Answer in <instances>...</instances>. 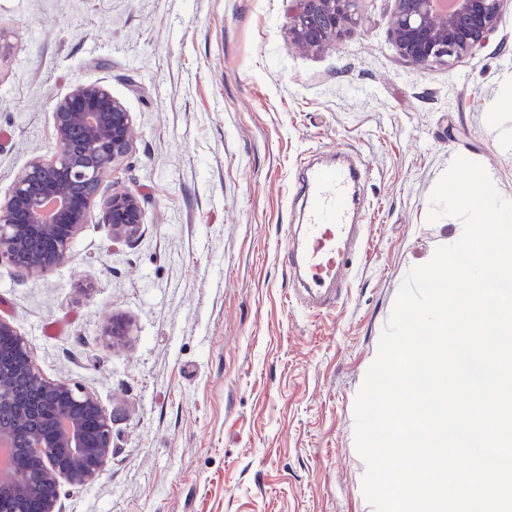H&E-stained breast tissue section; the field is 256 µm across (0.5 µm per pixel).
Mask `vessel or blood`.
I'll list each match as a JSON object with an SVG mask.
<instances>
[{"mask_svg": "<svg viewBox=\"0 0 512 512\" xmlns=\"http://www.w3.org/2000/svg\"><path fill=\"white\" fill-rule=\"evenodd\" d=\"M368 170L361 163L307 164L299 192L305 200L300 223L289 225L290 267L305 290L316 294L313 309L332 303L333 293L349 288L357 246L365 245L364 225L355 221L364 204L356 197Z\"/></svg>", "mask_w": 512, "mask_h": 512, "instance_id": "obj_1", "label": "vessel or blood"}]
</instances>
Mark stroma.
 <instances>
[{"label": "stroma", "instance_id": "stroma-1", "mask_svg": "<svg viewBox=\"0 0 512 512\" xmlns=\"http://www.w3.org/2000/svg\"><path fill=\"white\" fill-rule=\"evenodd\" d=\"M394 7L362 0L360 32L309 51L288 0H0V198L52 156L55 102L100 82L133 134L101 194L145 212L117 241L93 206L48 272L0 264V317L39 371L113 417L104 474L61 483L63 512H374L356 396L404 278L463 230L428 222L429 197L463 156L512 199V112L488 114L512 0L484 45L427 69L399 60ZM339 151L369 168L368 247L348 296L314 312L286 228L303 160Z\"/></svg>", "mask_w": 512, "mask_h": 512}]
</instances>
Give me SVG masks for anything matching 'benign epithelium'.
I'll list each match as a JSON object with an SVG mask.
<instances>
[{"label": "benign epithelium", "mask_w": 512, "mask_h": 512, "mask_svg": "<svg viewBox=\"0 0 512 512\" xmlns=\"http://www.w3.org/2000/svg\"><path fill=\"white\" fill-rule=\"evenodd\" d=\"M290 31L295 42L315 50L362 27L359 0H291ZM389 38L403 63L414 68L451 65L480 47L498 23L505 0H454L452 11L438 0H395ZM54 154L32 160L0 199V263L32 273L46 272L70 258L71 243L94 205L101 183L131 149L130 114L100 82L78 83L53 110ZM144 210L129 192L114 193L102 209V223L118 239L139 231ZM50 238L55 248L34 251L30 244ZM0 446L15 458L40 462L20 479L0 473V512L23 496L38 498L41 512H62L58 487L96 481L112 456V417L98 399L66 379H47L37 369L28 341L0 319ZM24 379L32 395L14 398L16 380Z\"/></svg>", "instance_id": "1"}]
</instances>
